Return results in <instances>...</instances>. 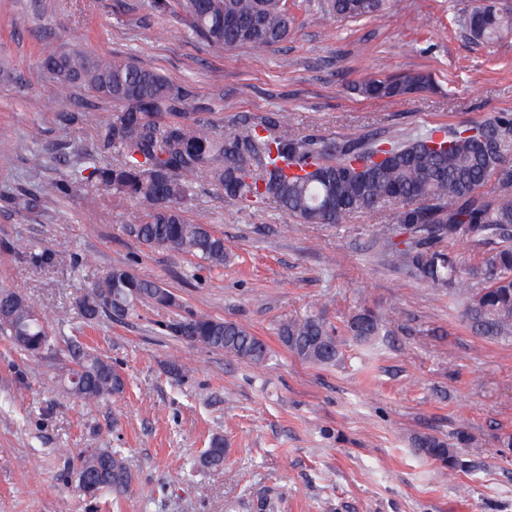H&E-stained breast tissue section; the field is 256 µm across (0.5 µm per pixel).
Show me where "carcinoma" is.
Segmentation results:
<instances>
[{
	"label": "carcinoma",
	"instance_id": "cac0c4a2",
	"mask_svg": "<svg viewBox=\"0 0 512 512\" xmlns=\"http://www.w3.org/2000/svg\"><path fill=\"white\" fill-rule=\"evenodd\" d=\"M383 4L329 0L327 14L357 20L375 15ZM152 9L175 16L191 34L223 51L269 48L287 39L293 24L286 0H152ZM463 24L472 39L489 46L512 34V10L500 0H475ZM39 74L62 92L88 91L118 111L93 127L94 151L80 153L76 163L36 192L4 197L6 206L30 211L48 200L71 199L101 187L143 205L124 225L141 244L220 269L227 259L224 236L191 220L183 208L203 181L228 199L273 203L300 224L338 227L356 213L399 205L398 227L374 232L384 254L418 281L448 294L473 333L512 341V113L476 126L435 127L404 139L337 140L300 132L284 113L244 117L224 131L204 118H186L188 89L132 56L64 49L43 56ZM428 81L426 75L405 73L368 80L356 89L383 100L410 94ZM358 159L368 162L362 171L352 166ZM491 179L498 189L487 195L480 188ZM463 238L475 249L497 247L472 265L443 246ZM146 303L174 312L165 327L177 340L220 351L257 371L266 369L270 351L245 326L197 311L181 314L185 306L178 295L121 262L85 291L79 313L93 326L102 317L131 316ZM388 320L387 314L362 306L346 321L344 332L373 345ZM0 335L32 357L54 347L35 302L2 286ZM279 339L305 363L328 367L342 360L338 328L321 310L282 323ZM72 357L75 368L68 370L66 381L76 399L91 405L125 393L126 378L94 350L76 345ZM472 445L474 437L463 427L450 440L428 433L414 439V447L450 477L474 469L460 452ZM225 454L224 438L215 436L198 464L224 474L229 471ZM67 455L76 488L92 484L85 496L122 493L133 483L119 448H72Z\"/></svg>",
	"mask_w": 512,
	"mask_h": 512
}]
</instances>
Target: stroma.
Returning <instances> with one entry per match:
<instances>
[{
  "instance_id": "stroma-1",
  "label": "stroma",
  "mask_w": 512,
  "mask_h": 512,
  "mask_svg": "<svg viewBox=\"0 0 512 512\" xmlns=\"http://www.w3.org/2000/svg\"><path fill=\"white\" fill-rule=\"evenodd\" d=\"M474 4L388 0L355 21L324 19L325 0H287L296 22L286 41L220 52L154 15L151 0H0V193L36 189L92 148L91 124L27 105L56 96L37 66L61 46L136 57L190 88V116L226 130L241 115L284 112L300 131L379 137L512 113V37L474 42L461 25ZM408 72L431 75L434 88L387 101L356 90ZM43 145L58 157L30 165ZM133 208L94 187L34 213L0 207V285L50 311L54 343L34 360L0 337V512H170L173 498L181 512H258L265 499L276 512H512V448L497 442L512 433V344L476 336L447 294L383 256L372 230L394 225L395 206L308 226L201 184L188 215L223 234L228 253L212 270L127 235ZM23 244L67 257L36 266L17 253ZM117 261L187 309L247 327L270 348L269 367L179 342L164 331L171 311L150 304L82 327L84 286ZM360 305L389 314L387 334L372 349L348 341L339 366L306 364L278 337L286 319L321 309L340 326ZM73 340L126 377L123 396L86 406L66 393ZM460 426L477 440L464 451L475 469L448 480L412 441ZM216 435L229 480L196 464ZM67 448L123 449L131 488L80 494Z\"/></svg>"
}]
</instances>
